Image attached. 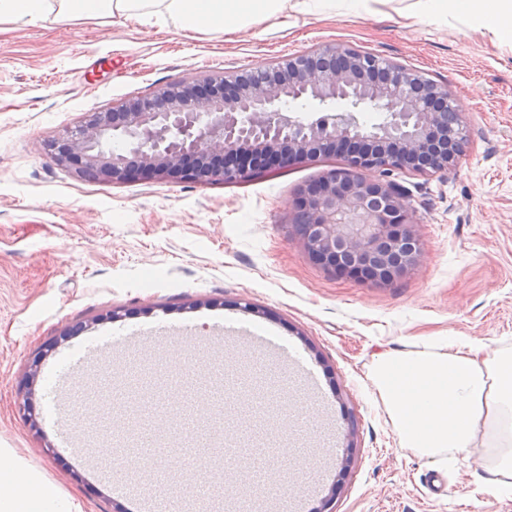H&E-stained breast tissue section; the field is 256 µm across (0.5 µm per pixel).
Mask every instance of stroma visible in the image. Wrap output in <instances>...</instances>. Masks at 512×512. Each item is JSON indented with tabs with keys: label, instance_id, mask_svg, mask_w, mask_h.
<instances>
[{
	"label": "stroma",
	"instance_id": "1",
	"mask_svg": "<svg viewBox=\"0 0 512 512\" xmlns=\"http://www.w3.org/2000/svg\"><path fill=\"white\" fill-rule=\"evenodd\" d=\"M415 0H371L358 16L271 18L233 33H186L119 17L103 24L0 26V448L21 481L51 485L77 512H126L127 483L156 479L131 454L103 475L59 433L95 414L94 400L49 419V367L84 339L135 323L206 330L235 316L298 347L320 379L307 409L300 383L274 362L258 368L236 345L199 358L190 374L218 389L202 418L237 443L262 416L281 461L312 454L334 472L299 512H512V494L477 482L478 455L431 462L400 444L373 382L375 353L454 334L512 345V37L472 30L451 14L422 22ZM418 71L448 91L467 141L452 170L394 172L422 251L388 284L340 276L315 263L287 202L340 155L261 172L241 182L92 181L47 155L85 113L206 74H235L327 44ZM183 342L102 356L113 382L152 392L171 377ZM31 382L29 399L19 386ZM31 403L32 417L23 405ZM334 424L333 455L308 436ZM445 488L430 494L427 479Z\"/></svg>",
	"mask_w": 512,
	"mask_h": 512
}]
</instances>
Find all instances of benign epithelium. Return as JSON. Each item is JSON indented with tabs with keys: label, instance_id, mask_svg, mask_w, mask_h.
<instances>
[{
	"label": "benign epithelium",
	"instance_id": "benign-epithelium-1",
	"mask_svg": "<svg viewBox=\"0 0 512 512\" xmlns=\"http://www.w3.org/2000/svg\"><path fill=\"white\" fill-rule=\"evenodd\" d=\"M323 104L344 101L349 112L300 120L284 110L288 98ZM373 105L384 113L371 128L354 113ZM459 113L448 92L417 71L343 45L285 58L232 76L207 74L129 99L110 112H88L78 129L49 145L58 164L114 183L134 179L235 182L258 170L311 162L345 147L355 174L337 170L302 188L292 204L307 224L303 243L314 261L361 278L417 242L405 196L370 171L449 170L458 153L448 145V112ZM118 139L123 150H114ZM420 248L375 281L388 283L415 268Z\"/></svg>",
	"mask_w": 512,
	"mask_h": 512
}]
</instances>
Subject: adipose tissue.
Listing matches in <instances>:
<instances>
[{"label":"adipose tissue","instance_id":"ef3b65f1","mask_svg":"<svg viewBox=\"0 0 512 512\" xmlns=\"http://www.w3.org/2000/svg\"><path fill=\"white\" fill-rule=\"evenodd\" d=\"M367 0H0V23H100L121 17L140 25L185 32H233L267 19L287 21L293 11L326 14L335 8L362 14ZM416 15L434 21L448 13L473 29L512 32V0H417ZM378 392L401 442L432 462L484 451L480 481L493 490L512 489V348L485 350L466 336L374 358ZM0 512H67L51 490L23 486L15 461L0 456Z\"/></svg>","mask_w":512,"mask_h":512}]
</instances>
